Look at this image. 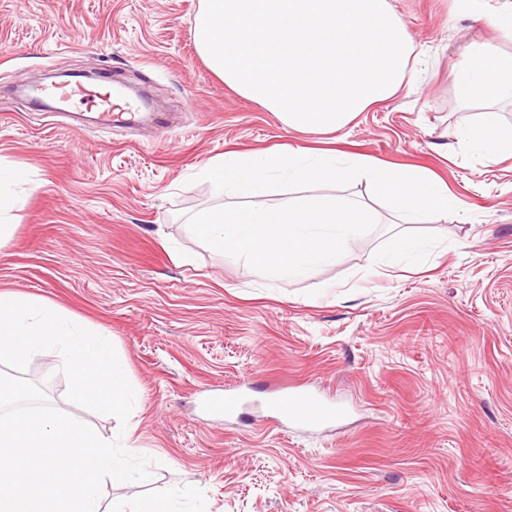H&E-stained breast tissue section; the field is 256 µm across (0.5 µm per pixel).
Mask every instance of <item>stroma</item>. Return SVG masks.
I'll return each instance as SVG.
<instances>
[{
  "label": "stroma",
  "mask_w": 512,
  "mask_h": 512,
  "mask_svg": "<svg viewBox=\"0 0 512 512\" xmlns=\"http://www.w3.org/2000/svg\"><path fill=\"white\" fill-rule=\"evenodd\" d=\"M201 0H0V165L24 169L0 292L107 329L138 400L126 424L67 400L54 352L24 372L50 405L150 457V485L104 482V504L195 486L205 512H512V159L457 139L477 111L453 71L501 37L453 0H394L427 50L422 74L350 125L341 151L432 170L465 212L398 224L362 183L319 186L368 203L378 225L334 264L270 279L197 239L187 217L221 205L200 180L227 152L315 145L228 88L199 55ZM68 71L145 89L175 135L104 127L81 104L15 95ZM417 268H380L395 238ZM253 381L234 425L207 394ZM334 397L332 428L262 423L267 386Z\"/></svg>",
  "instance_id": "1"
}]
</instances>
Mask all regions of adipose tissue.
<instances>
[{"label":"adipose tissue","mask_w":512,"mask_h":512,"mask_svg":"<svg viewBox=\"0 0 512 512\" xmlns=\"http://www.w3.org/2000/svg\"><path fill=\"white\" fill-rule=\"evenodd\" d=\"M196 44L226 86L289 130L339 139L413 78L421 55L392 0H204ZM457 89L466 104L512 93V55L474 43ZM459 136L476 158H512L499 113H481Z\"/></svg>","instance_id":"adipose-tissue-1"}]
</instances>
